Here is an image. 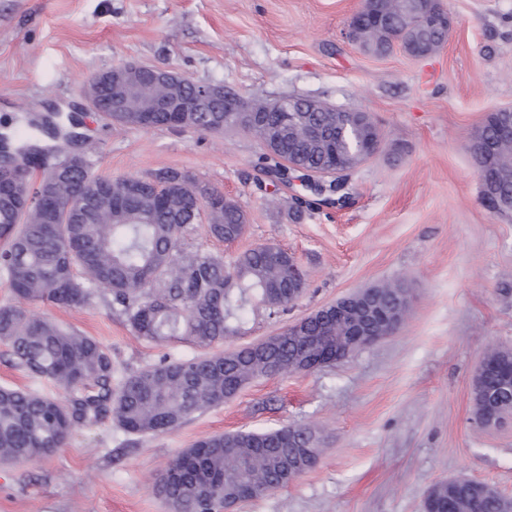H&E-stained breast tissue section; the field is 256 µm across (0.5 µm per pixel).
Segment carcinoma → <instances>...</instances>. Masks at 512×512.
<instances>
[{
    "label": "carcinoma",
    "mask_w": 512,
    "mask_h": 512,
    "mask_svg": "<svg viewBox=\"0 0 512 512\" xmlns=\"http://www.w3.org/2000/svg\"><path fill=\"white\" fill-rule=\"evenodd\" d=\"M222 104L215 112L191 113L189 128L202 134L224 133ZM302 116L321 127L324 137L304 139L300 131L281 128L279 115H267V128L281 137V148L266 153V171L280 178V161H299L302 178L340 164L353 168L373 147L368 123L332 129V115L314 110ZM108 120L143 129H172L170 112L106 113ZM0 272L18 300L64 308L90 304L96 295L110 298L133 333L164 344L183 342L206 349L188 359L164 357L112 386V356L95 338L78 334L15 305L0 306V341L32 377L64 390L61 398L0 387V460L32 461L63 447L73 430L110 416L132 434H160L179 428L189 417L224 403L253 380L286 374L303 354L305 341L284 337L252 357L245 349L208 352L235 336L252 300L270 316L288 312L298 262L288 264V250L257 245L236 256L188 252L185 236L207 219L208 233L233 241L242 232L241 208L220 191L194 184L185 195L159 182L168 170L147 175L104 178L84 155L53 154L30 135L0 134ZM489 191L502 205L512 204V141L498 142ZM401 283L377 284L363 298L382 307L398 304ZM307 334L330 342L348 335L334 320L308 318ZM487 377L473 393V414L487 405L489 393L512 403V389H497ZM314 466L319 438L308 427H282L264 433H225L203 437L181 451L155 486L170 512H224L238 501L256 500L286 486L290 445ZM505 496L492 485L467 479L448 491L434 485L425 508L440 512H500Z\"/></svg>",
    "instance_id": "cac0c4a2"
}]
</instances>
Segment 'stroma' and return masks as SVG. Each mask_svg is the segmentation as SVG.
Here are the masks:
<instances>
[{"instance_id": "35a3bbf8", "label": "stroma", "mask_w": 512, "mask_h": 512, "mask_svg": "<svg viewBox=\"0 0 512 512\" xmlns=\"http://www.w3.org/2000/svg\"><path fill=\"white\" fill-rule=\"evenodd\" d=\"M363 0H0V123L35 133L77 113L81 149L115 178L162 168L224 192L249 217L228 244L198 225L187 247L233 259L263 243L293 253L304 294L287 314L250 310L239 348L380 282L405 280L406 322L349 358L257 379L163 434L112 420L75 428L36 461L0 464V512H168L158 475L199 438L306 426L318 463L236 512H424L436 483L467 477L512 497V424L471 422V383L484 355L512 350V217L482 199L468 145L487 115L512 107V0H444L454 26L426 59L385 57L345 36ZM120 63L170 68L256 103L288 95L371 113L381 152L348 172L342 190L300 179L271 183L261 142L238 129L119 128L91 111L87 79ZM29 311L94 337L112 379L194 347L137 338L102 298Z\"/></svg>"}]
</instances>
